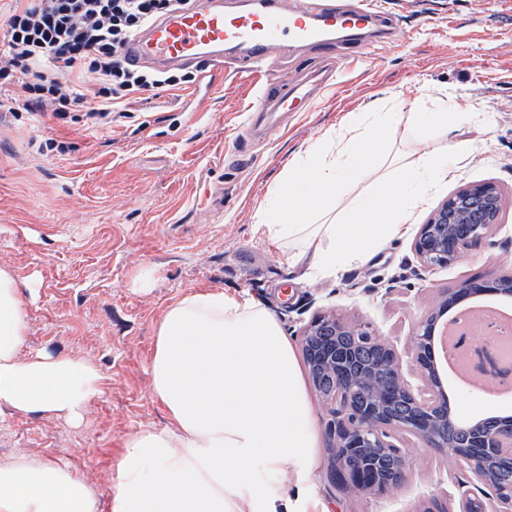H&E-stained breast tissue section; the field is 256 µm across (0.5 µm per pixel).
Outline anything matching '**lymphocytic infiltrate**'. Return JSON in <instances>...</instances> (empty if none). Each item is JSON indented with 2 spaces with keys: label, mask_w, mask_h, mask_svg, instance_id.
I'll return each instance as SVG.
<instances>
[{
  "label": "lymphocytic infiltrate",
  "mask_w": 512,
  "mask_h": 512,
  "mask_svg": "<svg viewBox=\"0 0 512 512\" xmlns=\"http://www.w3.org/2000/svg\"><path fill=\"white\" fill-rule=\"evenodd\" d=\"M181 0H23L0 20V108L67 121L84 108L87 125L141 95H159L183 77L130 67L126 43Z\"/></svg>",
  "instance_id": "obj_1"
}]
</instances>
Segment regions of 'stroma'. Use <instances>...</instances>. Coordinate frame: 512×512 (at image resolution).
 <instances>
[{
    "mask_svg": "<svg viewBox=\"0 0 512 512\" xmlns=\"http://www.w3.org/2000/svg\"><path fill=\"white\" fill-rule=\"evenodd\" d=\"M393 21L389 39L360 53L345 48L335 84L306 112H279L244 127L262 87L226 72L201 105L162 94L135 100L111 128L93 130L46 115L0 112V268L13 272L27 302L21 355L73 354L104 376L103 394L80 424L46 415L0 420V460L30 455L69 465L105 495L131 433L167 425L152 395L150 359L166 308L193 289L221 288L261 302L291 345L314 314L334 310L369 325L406 352L431 290L457 287L490 268L512 269V0H377ZM275 77L307 82L321 51L274 53ZM467 105L455 134L475 151L452 162L403 235L361 263L311 277L289 266L254 230L255 209L289 165L344 119L384 107L425 111L441 101ZM66 143L58 153L57 143ZM485 182L501 192L497 226L455 264L419 275L411 243L420 224L459 188ZM153 288H135L142 267ZM444 386L463 419L512 414L496 401ZM318 433L315 467L303 495L330 512H414L441 490L470 481L452 454L411 451L402 487L382 497L332 481L329 417L306 391Z\"/></svg>",
    "mask_w": 512,
    "mask_h": 512,
    "instance_id": "1",
    "label": "stroma"
}]
</instances>
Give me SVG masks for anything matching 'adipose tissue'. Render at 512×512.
Segmentation results:
<instances>
[{
  "label": "adipose tissue",
  "mask_w": 512,
  "mask_h": 512,
  "mask_svg": "<svg viewBox=\"0 0 512 512\" xmlns=\"http://www.w3.org/2000/svg\"><path fill=\"white\" fill-rule=\"evenodd\" d=\"M466 117L452 105L351 118L356 135L322 139L265 198L256 233L311 273L365 260L404 229L449 164L473 151L450 136ZM402 122L416 150L381 158L378 145ZM440 133L448 142L433 148ZM364 182L371 192L350 195ZM26 326L20 287L0 268V417L79 423L103 394L100 370L69 354L21 356ZM151 377L169 424L125 439L105 497L69 466L21 457L0 463V512H317L285 481L289 473L309 481L318 435L294 349L261 303L219 288L186 292L156 326Z\"/></svg>",
  "instance_id": "obj_1"
}]
</instances>
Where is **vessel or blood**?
I'll use <instances>...</instances> for the list:
<instances>
[{
	"instance_id": "vessel-or-blood-1",
	"label": "vessel or blood",
	"mask_w": 512,
	"mask_h": 512,
	"mask_svg": "<svg viewBox=\"0 0 512 512\" xmlns=\"http://www.w3.org/2000/svg\"><path fill=\"white\" fill-rule=\"evenodd\" d=\"M386 20L372 0H254L247 11L225 8L223 0H184L130 42L127 58L160 70L197 66L202 90L212 92L223 86L228 67L263 77L277 45L311 46L332 59L341 30Z\"/></svg>"
}]
</instances>
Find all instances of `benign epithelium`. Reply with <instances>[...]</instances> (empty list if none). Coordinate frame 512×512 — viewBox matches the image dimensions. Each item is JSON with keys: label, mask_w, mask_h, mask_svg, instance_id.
I'll use <instances>...</instances> for the list:
<instances>
[{"label": "benign epithelium", "mask_w": 512, "mask_h": 512, "mask_svg": "<svg viewBox=\"0 0 512 512\" xmlns=\"http://www.w3.org/2000/svg\"><path fill=\"white\" fill-rule=\"evenodd\" d=\"M500 208L501 193L492 183L465 187L449 196L413 239L421 269L447 267L463 257L487 237ZM476 291L509 296L512 273L491 268L476 290L467 280L438 292L428 313L416 323L405 356L368 328L349 324L332 311L316 315L303 328L301 350L310 378L326 375L331 381L323 399L332 417L333 480L358 493L383 495L405 479L409 462L405 445L413 442L446 450L451 434L480 426L451 414L431 349L443 314ZM409 370L419 376L420 384L407 379ZM453 455L493 494L484 502L461 484L456 494L433 495L416 512H448L453 497L458 512H512V489L499 487L486 465L494 459L500 470L512 471L511 419H499L496 429L478 436L471 448L454 449Z\"/></svg>", "instance_id": "7a95c632"}]
</instances>
